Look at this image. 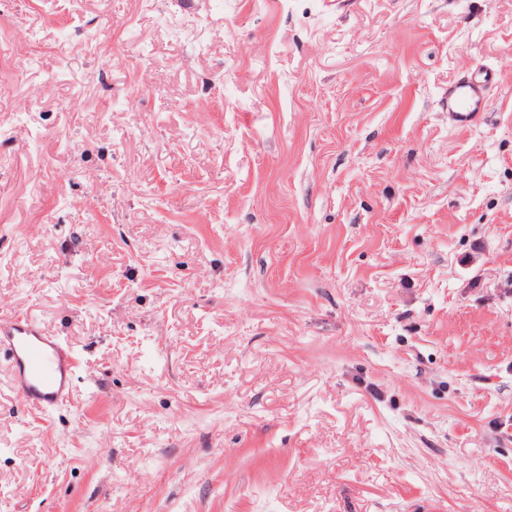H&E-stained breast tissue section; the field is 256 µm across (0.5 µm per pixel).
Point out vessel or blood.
I'll use <instances>...</instances> for the list:
<instances>
[{
    "label": "vessel or blood",
    "mask_w": 512,
    "mask_h": 512,
    "mask_svg": "<svg viewBox=\"0 0 512 512\" xmlns=\"http://www.w3.org/2000/svg\"><path fill=\"white\" fill-rule=\"evenodd\" d=\"M498 80L497 69L479 68L450 84L449 124L476 125L491 107L488 91ZM0 354L8 358L11 383L24 405L38 415L64 406L83 377L69 343L20 312L0 318Z\"/></svg>",
    "instance_id": "1"
}]
</instances>
